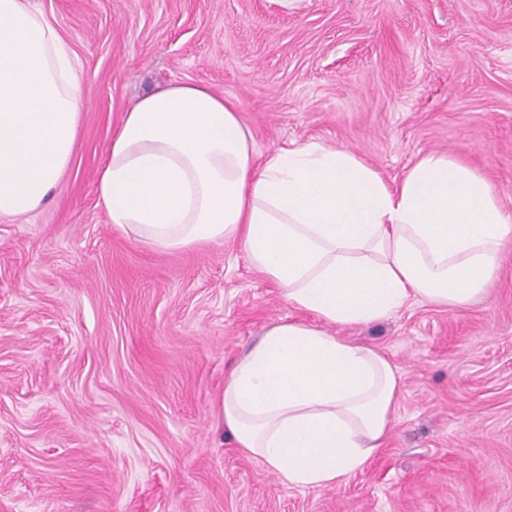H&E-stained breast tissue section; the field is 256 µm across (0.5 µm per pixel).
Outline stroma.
Returning <instances> with one entry per match:
<instances>
[{
    "label": "stroma",
    "instance_id": "35a3bbf8",
    "mask_svg": "<svg viewBox=\"0 0 512 512\" xmlns=\"http://www.w3.org/2000/svg\"><path fill=\"white\" fill-rule=\"evenodd\" d=\"M86 109L37 211L0 216V512H512V235L484 295L342 328L395 366L391 433L342 484L291 488L219 424L238 358L297 317L237 242L158 251L97 182L145 93L233 98L258 154L346 149L397 185L423 156L512 212V0H33Z\"/></svg>",
    "mask_w": 512,
    "mask_h": 512
}]
</instances>
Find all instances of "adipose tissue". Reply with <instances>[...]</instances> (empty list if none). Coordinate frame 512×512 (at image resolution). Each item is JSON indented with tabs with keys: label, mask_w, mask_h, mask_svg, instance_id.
<instances>
[{
	"label": "adipose tissue",
	"mask_w": 512,
	"mask_h": 512,
	"mask_svg": "<svg viewBox=\"0 0 512 512\" xmlns=\"http://www.w3.org/2000/svg\"><path fill=\"white\" fill-rule=\"evenodd\" d=\"M85 110L71 50L28 0H0V215L39 209L68 169ZM99 198L111 224L161 251L240 242L302 320L269 325L224 382L238 448L281 483L325 488L361 469L393 425L400 377L375 348L333 334L410 301L480 295L512 233L491 183L445 156L396 186L318 144L258 160L233 100L174 83L112 135Z\"/></svg>",
	"instance_id": "adipose-tissue-1"
}]
</instances>
